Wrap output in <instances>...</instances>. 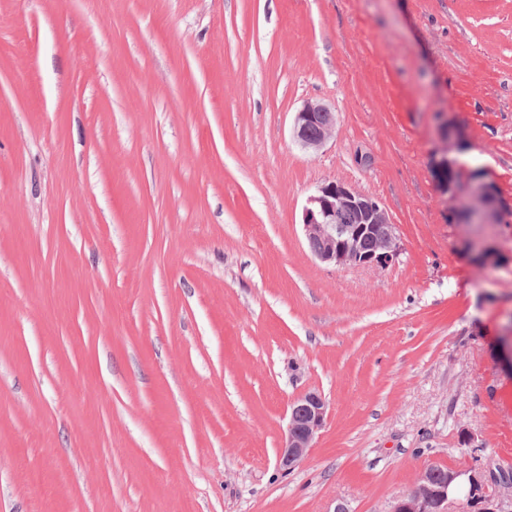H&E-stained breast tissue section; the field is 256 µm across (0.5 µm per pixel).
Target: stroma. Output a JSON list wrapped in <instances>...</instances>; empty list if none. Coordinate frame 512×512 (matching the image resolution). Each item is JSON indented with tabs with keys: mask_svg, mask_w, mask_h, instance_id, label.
<instances>
[{
	"mask_svg": "<svg viewBox=\"0 0 512 512\" xmlns=\"http://www.w3.org/2000/svg\"><path fill=\"white\" fill-rule=\"evenodd\" d=\"M444 153L512 202V0H0V512H392L431 462L512 475V214L460 223ZM335 180L395 264L311 255ZM316 127L315 135L310 130ZM336 133V114L319 101H306L295 113L293 135L307 151L319 150ZM327 402L313 390L299 395L290 406L286 431L279 450V463L290 470L302 462L327 420Z\"/></svg>",
	"mask_w": 512,
	"mask_h": 512,
	"instance_id": "35a3bbf8",
	"label": "stroma"
}]
</instances>
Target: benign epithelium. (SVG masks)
<instances>
[{"label": "benign epithelium", "instance_id": "obj_1", "mask_svg": "<svg viewBox=\"0 0 512 512\" xmlns=\"http://www.w3.org/2000/svg\"><path fill=\"white\" fill-rule=\"evenodd\" d=\"M336 133V113L319 101H306L295 113L293 135L307 151L319 150ZM433 178L444 194L468 197L465 213L472 224H496L505 204L495 186L475 176L465 186L458 178L456 163L443 155L431 162ZM304 236L311 254L336 267L386 268L400 255L396 225L388 212L371 196L341 182L329 181L308 197L302 211ZM374 237V246L363 251L357 240ZM327 402L313 390L299 395L290 406L286 431L279 450V463L290 470L302 462L327 420ZM429 465L413 488L397 500L391 512H460L457 494L466 485V503L471 512H503L493 485L497 480L478 468L447 469L436 483Z\"/></svg>", "mask_w": 512, "mask_h": 512}]
</instances>
